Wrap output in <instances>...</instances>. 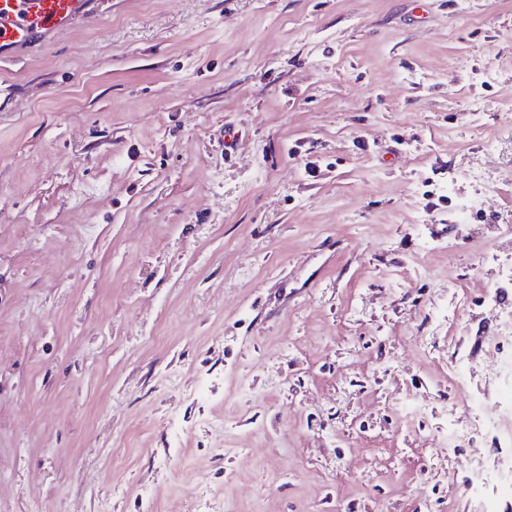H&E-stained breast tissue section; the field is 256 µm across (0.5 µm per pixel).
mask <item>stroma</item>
<instances>
[{"instance_id": "stroma-1", "label": "stroma", "mask_w": 512, "mask_h": 512, "mask_svg": "<svg viewBox=\"0 0 512 512\" xmlns=\"http://www.w3.org/2000/svg\"><path fill=\"white\" fill-rule=\"evenodd\" d=\"M508 129L512 0H98L1 59L0 512H474L506 449L431 440L499 408ZM485 347V358L492 376L498 378L503 384L512 388V353L505 355L502 346L505 342H512V312L505 310L499 316L497 326L490 334Z\"/></svg>"}]
</instances>
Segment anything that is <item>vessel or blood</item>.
Wrapping results in <instances>:
<instances>
[{
    "instance_id": "b4317fda",
    "label": "vessel or blood",
    "mask_w": 512,
    "mask_h": 512,
    "mask_svg": "<svg viewBox=\"0 0 512 512\" xmlns=\"http://www.w3.org/2000/svg\"><path fill=\"white\" fill-rule=\"evenodd\" d=\"M88 13V0H0V57L46 45Z\"/></svg>"
}]
</instances>
